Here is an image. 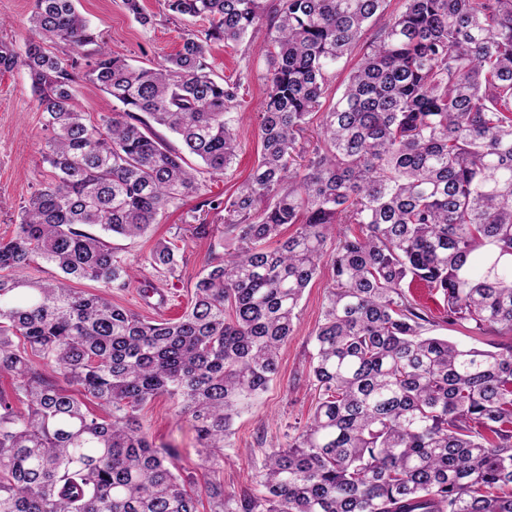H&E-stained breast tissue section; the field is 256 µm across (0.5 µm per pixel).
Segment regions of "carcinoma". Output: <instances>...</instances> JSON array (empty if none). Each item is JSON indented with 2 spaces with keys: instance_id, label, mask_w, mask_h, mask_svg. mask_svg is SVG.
Returning a JSON list of instances; mask_svg holds the SVG:
<instances>
[{
  "instance_id": "obj_1",
  "label": "carcinoma",
  "mask_w": 512,
  "mask_h": 512,
  "mask_svg": "<svg viewBox=\"0 0 512 512\" xmlns=\"http://www.w3.org/2000/svg\"><path fill=\"white\" fill-rule=\"evenodd\" d=\"M391 5L167 0L208 27L147 66L109 51L75 0H36L32 38L0 40V68L30 76L51 167L0 241V512H200L204 499L209 512H512V0ZM260 28L257 165L224 204L207 202L224 207L234 251L211 253L173 321L72 288H129L137 270L111 238L147 235L200 175L232 166L240 83L214 78L208 49ZM80 81L113 111L94 122L77 110ZM285 224L295 233L268 249ZM178 257L161 243L146 258L160 305ZM39 262L60 275L27 278ZM324 263L315 408L255 488L228 492L224 441L277 373ZM416 282L442 297L448 324L507 341L428 334ZM158 395L192 422L201 484L140 422Z\"/></svg>"
}]
</instances>
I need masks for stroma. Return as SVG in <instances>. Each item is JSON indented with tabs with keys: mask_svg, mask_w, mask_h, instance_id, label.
<instances>
[{
	"mask_svg": "<svg viewBox=\"0 0 512 512\" xmlns=\"http://www.w3.org/2000/svg\"><path fill=\"white\" fill-rule=\"evenodd\" d=\"M34 2L0 0V40L23 46L31 35L29 17ZM142 5L153 19L152 26L146 28L125 10L122 0H79L78 7L107 48L135 65L163 62L180 48L185 37L206 26L205 20L199 18L174 17L165 0H142ZM209 61L216 75L241 84L235 102V110L241 115L236 130L240 144L237 160L224 174L202 177V196L224 200L252 173L260 151L258 114L269 69L265 30L253 32L239 44H212ZM30 84L23 68L0 70V240L5 241L15 232L21 206L49 173L41 155L45 136L43 118L33 101ZM198 199L190 198L180 208L169 210L148 237L116 238L113 247L128 264L136 268L143 266L158 243L173 240L179 227L190 221ZM206 221L214 227V235L198 238L188 234L179 242L185 261L164 285L167 302L162 308L145 301L136 283L125 291L111 293L112 302L151 318H179L199 273L223 239V213L210 212ZM331 286L329 269H322L303 295L295 332L280 350L277 375L267 391L236 418L224 443L226 490L251 487L255 482V467L269 448L284 444L295 427L304 424L310 416L318 397L309 378L313 336ZM413 295L428 310L431 334L448 337L464 346L479 345V335L445 323L443 301L438 294L421 286L414 289ZM140 420L157 446L177 448L176 463L181 470L201 473L203 460L195 433L186 419L177 416L169 398L157 396L148 400L140 412Z\"/></svg>",
	"mask_w": 512,
	"mask_h": 512,
	"instance_id": "1",
	"label": "stroma"
}]
</instances>
